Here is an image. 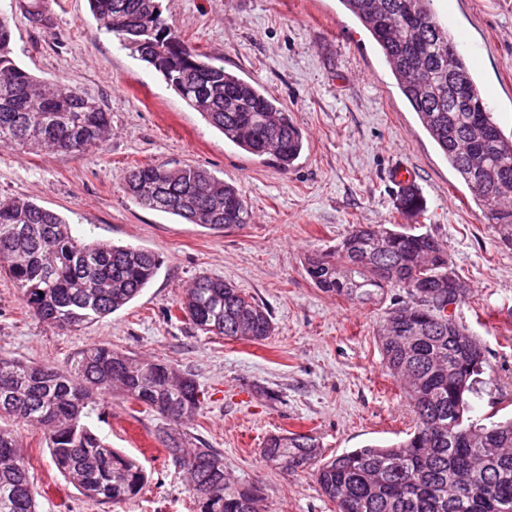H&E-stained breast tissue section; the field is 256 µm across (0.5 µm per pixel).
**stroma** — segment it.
<instances>
[{
    "label": "stroma",
    "mask_w": 512,
    "mask_h": 512,
    "mask_svg": "<svg viewBox=\"0 0 512 512\" xmlns=\"http://www.w3.org/2000/svg\"><path fill=\"white\" fill-rule=\"evenodd\" d=\"M24 0H0L17 63L95 99L112 136L89 154L0 148V199L49 208L88 240L158 254L154 281L123 309L62 331L24 308L0 272V355L60 366L106 344L192 375L208 399L188 432L224 456L240 482L263 488L259 512H334L311 472L267 465L260 450L278 432L316 436L326 454L398 441L413 421L382 360L376 323L398 298L351 302L316 288L304 256L333 249L355 224H398L390 173L413 170L427 210L413 229L441 240L471 290L452 317L481 344L486 372L470 396L480 418L512 416V248L499 245L469 191L442 157L370 35L338 0H162L163 14L193 47L259 83L306 137L289 171L241 151L190 109L161 77L100 28L88 0H47L51 29L32 25ZM438 19L479 51L477 82L493 118L512 134V0H434ZM200 167L242 190L252 222L211 230L140 208L124 190L133 165ZM224 278L270 310L260 342L205 335L176 308L199 274ZM93 427L138 458L149 475L137 497L87 500L54 468L41 430L13 422L40 490L38 512H194L185 472L168 460L166 422L113 398Z\"/></svg>",
    "instance_id": "1"
}]
</instances>
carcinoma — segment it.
I'll return each instance as SVG.
<instances>
[{"label": "carcinoma", "mask_w": 512, "mask_h": 512, "mask_svg": "<svg viewBox=\"0 0 512 512\" xmlns=\"http://www.w3.org/2000/svg\"><path fill=\"white\" fill-rule=\"evenodd\" d=\"M433 0H339L372 36L395 86L448 165L491 224L512 246V136L487 110L470 61L432 9ZM105 32L155 71L224 139L268 157L287 171L304 135L281 103L256 82L230 72L191 46L163 17L161 0H89ZM25 12L35 25L51 21L40 0ZM12 28L0 14V148L85 154L112 135L109 113L62 81H40L13 57ZM140 207L189 224L228 229L252 222L242 192L202 168L134 167L124 177ZM424 197L410 185L396 209L418 217ZM23 303L45 323L78 330L118 311L155 279L161 261L131 245L85 241L57 212L23 197L0 199V264ZM321 291L375 303L386 290L406 294L377 325L386 367L414 415L400 442L325 457L310 434L269 436L262 459L284 472L312 471L336 512H512V418L487 424L470 416L469 394L483 373L479 342L445 312L444 300L468 292L448 250L403 224H354L329 252L304 257ZM178 307L204 334L261 341L273 332L268 308L223 278L208 274L184 289ZM121 396L175 424L202 409L205 394L175 367L136 360L106 345L77 352L63 366L0 356V420L22 421L46 435L59 473L93 502L138 496L143 466L108 446L89 424L94 404ZM172 462L189 476L196 512H256L262 488L224 470L213 448H188L187 434L160 437ZM38 489L20 438L0 425V512H37Z\"/></svg>", "instance_id": "obj_1"}]
</instances>
